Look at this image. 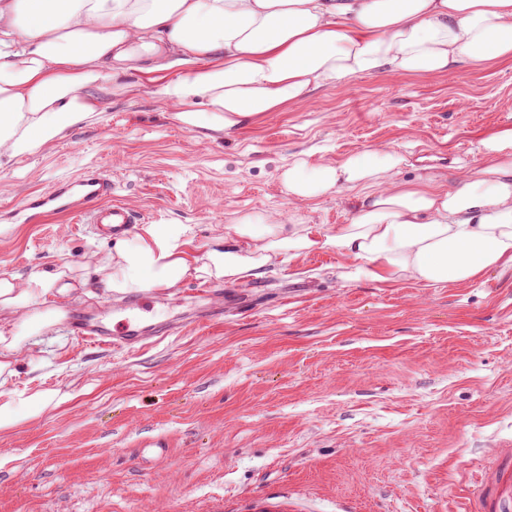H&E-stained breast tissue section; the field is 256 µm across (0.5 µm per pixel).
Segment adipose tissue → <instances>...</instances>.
Wrapping results in <instances>:
<instances>
[{
    "mask_svg": "<svg viewBox=\"0 0 512 512\" xmlns=\"http://www.w3.org/2000/svg\"><path fill=\"white\" fill-rule=\"evenodd\" d=\"M512 59V0H0V168L69 128L91 123L102 94L137 91L133 74L165 70L161 101L191 129L237 130L316 89L385 73L440 75ZM481 167L450 180L397 181V149L337 162L295 158L281 175L289 198L351 192L347 223L323 231L264 212L225 225L189 259L187 224H147L136 245L100 259L114 297L174 290L188 277L259 279L275 257L331 252L377 281L470 283L512 266V128L482 138ZM67 259L0 277V379L18 353L66 317ZM48 391L0 400V430L45 411Z\"/></svg>",
    "mask_w": 512,
    "mask_h": 512,
    "instance_id": "adipose-tissue-1",
    "label": "adipose tissue"
}]
</instances>
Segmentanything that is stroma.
I'll return each mask as SVG.
<instances>
[{
    "instance_id": "1",
    "label": "stroma",
    "mask_w": 512,
    "mask_h": 512,
    "mask_svg": "<svg viewBox=\"0 0 512 512\" xmlns=\"http://www.w3.org/2000/svg\"><path fill=\"white\" fill-rule=\"evenodd\" d=\"M104 106L0 169V276L111 250L65 213L13 218L93 169L146 223L192 225L196 258L247 212L347 223L350 193L288 198L281 173L301 154L317 165L395 148L401 180L465 175L480 140L512 127V60L360 77L231 136L185 128L153 83ZM350 270L330 253L279 258L242 308L130 353L81 345L66 323L27 344L0 392L56 399L0 431V512H462L461 488L512 440V267L430 286Z\"/></svg>"
}]
</instances>
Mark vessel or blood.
<instances>
[{
    "mask_svg": "<svg viewBox=\"0 0 512 512\" xmlns=\"http://www.w3.org/2000/svg\"><path fill=\"white\" fill-rule=\"evenodd\" d=\"M66 212L83 224L99 225L115 237L129 235L140 214L125 203L112 198V178L99 170L85 172L79 178L59 182L43 194L27 199L19 208L25 222H38L47 213ZM205 304L193 315L194 324L219 319L221 309L208 306L209 296L215 290L202 283L196 289ZM148 297H137L123 302L120 330H112L109 323L88 312H81L71 320L78 342L113 350L142 348L161 340L177 330L173 321L143 326L141 314L151 305ZM465 504L471 512H512V450L505 453L499 467L486 473L481 481L465 495Z\"/></svg>",
    "mask_w": 512,
    "mask_h": 512,
    "instance_id": "vessel-or-blood-1",
    "label": "vessel or blood"
}]
</instances>
